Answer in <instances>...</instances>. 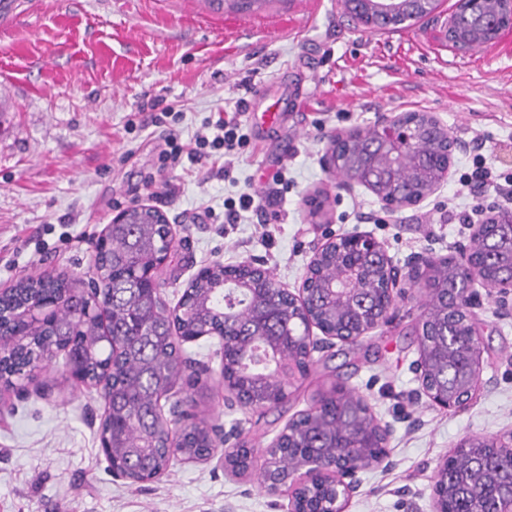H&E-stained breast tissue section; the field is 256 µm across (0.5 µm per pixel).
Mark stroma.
Listing matches in <instances>:
<instances>
[{
    "instance_id": "stroma-1",
    "label": "stroma",
    "mask_w": 512,
    "mask_h": 512,
    "mask_svg": "<svg viewBox=\"0 0 512 512\" xmlns=\"http://www.w3.org/2000/svg\"><path fill=\"white\" fill-rule=\"evenodd\" d=\"M314 2L305 13L297 0H269L237 17L202 0H29L0 28V289L41 273L87 290L98 236L113 212L136 203L179 226L181 244L157 274L172 307L216 262L260 259L278 285L300 288L314 246L356 230L398 265L414 253L457 257L476 210L500 197L477 184L461 189L460 176L477 162L512 175V52L498 40L466 52L444 41L456 0L413 26L375 32L342 0ZM241 99L250 144L232 180L220 151L164 167L168 131L194 147ZM282 99L279 129L265 130L261 109ZM414 111L437 116L466 144L439 189L390 214L366 187L339 188L323 162L331 137ZM247 186L280 201L225 223V199ZM398 287L405 298L391 323L316 353L288 400L263 413L228 405L218 338L182 343L203 385L179 408L236 429L237 442L256 449L244 475L215 460H179L158 479L128 484L101 449L99 389L76 383L61 359L16 388L0 385V512H288L287 494L261 489L257 468L333 382L394 427L389 465L360 473L345 512H433L434 477L457 445L512 431V318L489 298L476 309L478 388L448 412L416 395L426 293Z\"/></svg>"
}]
</instances>
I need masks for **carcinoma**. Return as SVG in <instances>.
Returning <instances> with one entry per match:
<instances>
[{
    "mask_svg": "<svg viewBox=\"0 0 512 512\" xmlns=\"http://www.w3.org/2000/svg\"><path fill=\"white\" fill-rule=\"evenodd\" d=\"M407 121L416 133V156L428 158L400 169L396 186L420 194L438 178L430 157L441 143L429 137L425 113L410 112ZM363 155V141H351L341 155L339 172L351 175ZM163 230L157 214L135 207L125 223L108 225L107 249L95 255L93 269L103 285L100 291L77 292L65 277L33 274L0 299L3 327L21 310L63 292L71 294L68 304L29 322L26 335L4 339L0 380L10 384L14 379H29L64 354V366L77 374V381L102 386L108 409L100 441L110 443L108 469L132 481L157 479L177 456L203 458L224 444L218 435L220 426L191 423L182 427V446L169 447L170 433L181 417L174 412L165 415L161 397L177 386L199 382L196 370L180 354V340L196 339L224 325L226 317L236 319L237 343L223 349L224 381L252 393L262 410L287 401L297 376L309 369L300 357L302 315L297 307L280 300L271 276L247 281L243 266L216 265L193 279L183 300L172 309L159 292L146 288L142 273L155 267ZM341 259L335 250L321 260L311 278L315 291L307 299L309 312L329 325L336 324L340 312L336 302L317 288L336 279ZM383 280V271L370 267L359 287L377 293ZM453 288V263L443 260L419 336V355L428 365L425 380L432 389L463 385L466 380L461 361L448 353V335L465 329L463 319L450 326L443 315L444 300ZM322 400L327 406L324 412H312L286 425L301 457L266 451V468L259 475L263 487L287 483L302 457L327 462L366 423L362 397L334 385ZM225 462L243 475L250 469L251 449L240 445L225 455ZM438 484L454 512H497L500 491L512 484V468L499 463L492 449L481 448L457 455L452 467L441 471ZM304 495L320 512H336L332 488L313 486Z\"/></svg>",
    "mask_w": 512,
    "mask_h": 512,
    "instance_id": "1",
    "label": "carcinoma"
}]
</instances>
